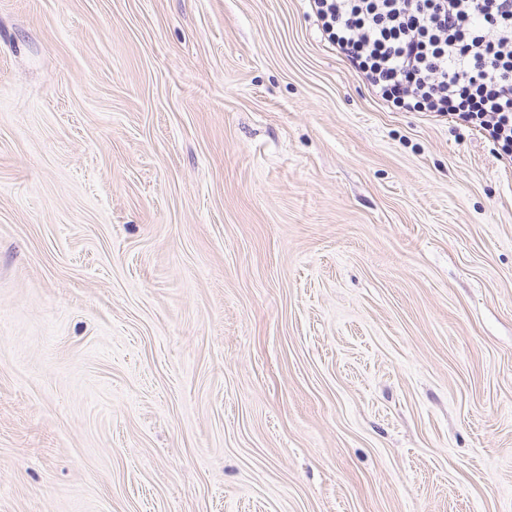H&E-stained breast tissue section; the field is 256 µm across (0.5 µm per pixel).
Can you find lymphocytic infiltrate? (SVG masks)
<instances>
[{
	"instance_id": "lymphocytic-infiltrate-1",
	"label": "lymphocytic infiltrate",
	"mask_w": 512,
	"mask_h": 512,
	"mask_svg": "<svg viewBox=\"0 0 512 512\" xmlns=\"http://www.w3.org/2000/svg\"><path fill=\"white\" fill-rule=\"evenodd\" d=\"M387 108L479 132L512 162V0H309Z\"/></svg>"
}]
</instances>
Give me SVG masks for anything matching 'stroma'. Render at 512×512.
Instances as JSON below:
<instances>
[{"label": "stroma", "instance_id": "stroma-1", "mask_svg": "<svg viewBox=\"0 0 512 512\" xmlns=\"http://www.w3.org/2000/svg\"><path fill=\"white\" fill-rule=\"evenodd\" d=\"M0 512H512V164L306 0H0Z\"/></svg>", "mask_w": 512, "mask_h": 512}]
</instances>
